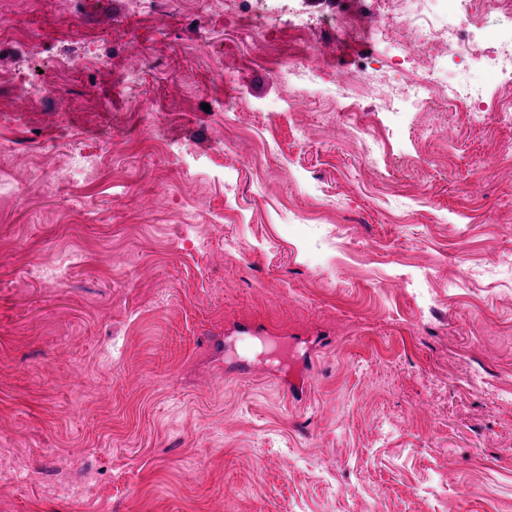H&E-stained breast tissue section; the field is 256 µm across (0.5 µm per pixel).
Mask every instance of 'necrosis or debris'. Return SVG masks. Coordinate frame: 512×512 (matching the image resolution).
Listing matches in <instances>:
<instances>
[{"instance_id": "1", "label": "necrosis or debris", "mask_w": 512, "mask_h": 512, "mask_svg": "<svg viewBox=\"0 0 512 512\" xmlns=\"http://www.w3.org/2000/svg\"><path fill=\"white\" fill-rule=\"evenodd\" d=\"M379 9L373 22L358 30L369 46L351 71L318 64L320 46L339 33L353 31L354 17L346 0H336L320 26L302 18L288 25L281 40L267 37L268 14L254 16L250 38L265 41L267 62L287 86L285 111H293L307 94L325 93L336 102V119L352 127L364 145V156L373 162L383 157L387 143L372 118L368 99L383 103L385 112L397 113L404 104L421 112H433L441 104L452 105L471 124L483 123L487 113H497L501 122L512 123V27L501 39L487 41L490 19L512 20V0H376ZM385 46L388 68H380L375 45ZM459 57L471 67L492 70L500 91L489 88L464 72L448 67Z\"/></svg>"}]
</instances>
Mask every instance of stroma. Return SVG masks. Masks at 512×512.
Returning a JSON list of instances; mask_svg holds the SVG:
<instances>
[{"label": "stroma", "mask_w": 512, "mask_h": 512, "mask_svg": "<svg viewBox=\"0 0 512 512\" xmlns=\"http://www.w3.org/2000/svg\"><path fill=\"white\" fill-rule=\"evenodd\" d=\"M193 6L10 4L39 40L0 41V512H512V127L415 113L369 164L326 95L277 110L236 0ZM78 151L106 170L74 192ZM34 165L58 192L14 194Z\"/></svg>", "instance_id": "1"}]
</instances>
